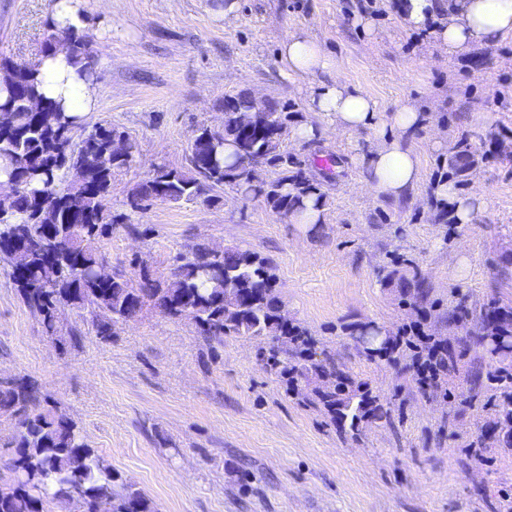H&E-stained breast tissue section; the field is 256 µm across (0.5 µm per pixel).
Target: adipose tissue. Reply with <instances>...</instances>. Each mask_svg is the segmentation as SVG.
I'll use <instances>...</instances> for the list:
<instances>
[{
	"label": "adipose tissue",
	"mask_w": 512,
	"mask_h": 512,
	"mask_svg": "<svg viewBox=\"0 0 512 512\" xmlns=\"http://www.w3.org/2000/svg\"><path fill=\"white\" fill-rule=\"evenodd\" d=\"M398 11L408 28H424L438 18L432 34L451 55L469 50L477 42L492 43L512 34V0H399ZM279 60L288 76H317L307 96L309 111L321 113L324 126L303 123L293 127V139H318L324 127L341 131L368 130L378 142L362 152L359 163L363 182L375 197L394 202L409 199L420 181V161L408 145L407 135L424 123L416 100L402 101L393 114L382 111L379 102L363 89L336 79L334 63L313 40L288 36L280 44ZM47 95L62 98L67 111L84 114L95 103V90L62 61H43Z\"/></svg>",
	"instance_id": "ef3b65f1"
}]
</instances>
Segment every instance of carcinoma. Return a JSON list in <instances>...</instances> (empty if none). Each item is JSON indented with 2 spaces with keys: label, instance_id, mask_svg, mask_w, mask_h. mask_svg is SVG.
Segmentation results:
<instances>
[{
  "label": "carcinoma",
  "instance_id": "1",
  "mask_svg": "<svg viewBox=\"0 0 512 512\" xmlns=\"http://www.w3.org/2000/svg\"><path fill=\"white\" fill-rule=\"evenodd\" d=\"M41 59L55 58L54 39L69 44L66 62L93 80L94 55L86 33L57 26L53 16ZM11 71L0 84V175L18 186L12 207L0 214V262L27 307L42 321L47 337L76 345L81 331L58 334L59 314L69 309L89 315L97 338L107 341L119 324L137 318L152 306L169 318L194 316L200 335L224 341L226 336L268 340L261 353L265 369L279 372L288 383L336 378L330 390L305 395L323 410L339 431L357 434L363 425L391 421L366 382L317 353V339L288 315L278 291L273 262L249 250L226 247L215 255L196 244L175 258L161 280L148 271L132 279L124 269L109 278L97 274L103 256L97 241L124 223L125 215L105 206L112 181L129 168L135 142L108 123H85L66 110L63 100L47 96L39 64L19 63L0 54V71ZM221 105L224 126L196 130L187 165H158L127 195L133 212L154 203L215 205L213 191L230 185L243 197L261 196L284 215L308 195L324 193L300 164L281 150L288 129L286 106L271 100L268 111L256 110L246 92L226 95ZM247 158H259L282 176L255 183ZM478 163L464 137L448 158V174L466 176ZM80 166L85 183L69 180ZM382 285L413 319L389 332L390 344L369 355L409 373L427 399L448 407V423L488 410L491 417L469 448H512V303L491 295L481 303L460 289L448 301L436 297L429 273L415 258L398 254L380 268ZM0 416L15 422L3 447L11 449L0 477V512H98L108 500L112 512H155L151 500L128 483L112 464L86 442L66 411L51 404L37 380L26 376L0 378Z\"/></svg>",
  "mask_w": 512,
  "mask_h": 512
}]
</instances>
